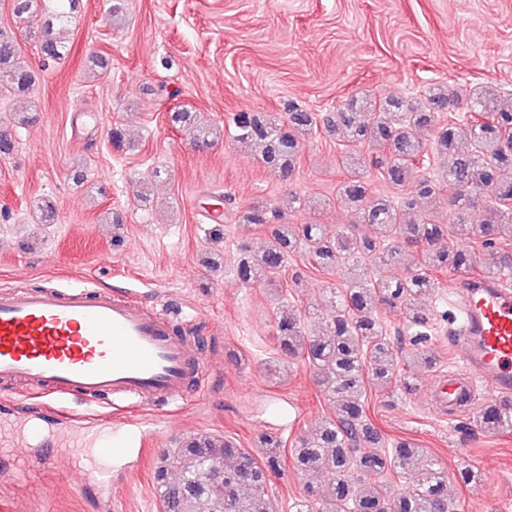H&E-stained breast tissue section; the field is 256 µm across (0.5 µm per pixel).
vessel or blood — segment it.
Segmentation results:
<instances>
[{
	"instance_id": "b4317fda",
	"label": "vessel or blood",
	"mask_w": 512,
	"mask_h": 512,
	"mask_svg": "<svg viewBox=\"0 0 512 512\" xmlns=\"http://www.w3.org/2000/svg\"><path fill=\"white\" fill-rule=\"evenodd\" d=\"M448 312L461 369L439 384L441 406L449 413L474 404L478 387L499 399L512 398V286L492 275L448 283ZM169 306L86 286L0 290V383L24 392L90 401L132 400L157 411L188 401L202 365L196 337L180 331ZM54 448L64 472L93 487L110 503L112 471L80 465L81 434L54 436L33 422L6 435L0 446Z\"/></svg>"
}]
</instances>
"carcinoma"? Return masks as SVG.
<instances>
[{
  "label": "carcinoma",
  "instance_id": "1",
  "mask_svg": "<svg viewBox=\"0 0 512 512\" xmlns=\"http://www.w3.org/2000/svg\"><path fill=\"white\" fill-rule=\"evenodd\" d=\"M79 6L80 0H9L16 30H0V93L12 99L17 114L32 110L35 86L33 70L19 62L22 46H33L44 67L67 57L64 27ZM169 119L196 144L209 146L220 136L195 112L181 109ZM319 129L342 136L341 164L351 178L336 199L355 209L358 223L334 230L315 221L271 223L310 208L308 198L292 190L277 205H252L242 222L268 227L269 242L258 253L241 249L234 275L245 288L263 286L278 296L277 357L268 371L304 359L333 413L298 436L289 454L279 436L267 433L258 457L230 439L184 437L178 448L162 453L155 470L164 512H276L268 487L288 462L327 482L306 484L293 512H456L448 499V471L437 458L408 440L381 444L367 416V394L399 384L410 391L409 373L432 366L423 342L433 314L419 298L439 287L437 274H471L491 256L496 274L512 276V94L487 88L466 98L453 86L432 85L414 103L357 94L334 112L292 108L233 120L234 138L256 146L264 168L283 181L292 177L304 141ZM372 169L396 195L368 199ZM442 206L453 223L435 221ZM360 224L366 233H359ZM453 238L466 244L454 246ZM301 252L316 269L345 272L343 283L329 289L334 314L325 322L312 323L283 296L282 273ZM382 265L399 272L384 278L378 274ZM389 314L402 324L397 335L415 337L414 347L391 339ZM475 421L487 431L512 429V415L497 405L481 409ZM390 472L412 473L416 480L396 491L385 481L364 479Z\"/></svg>",
  "mask_w": 512,
  "mask_h": 512
}]
</instances>
